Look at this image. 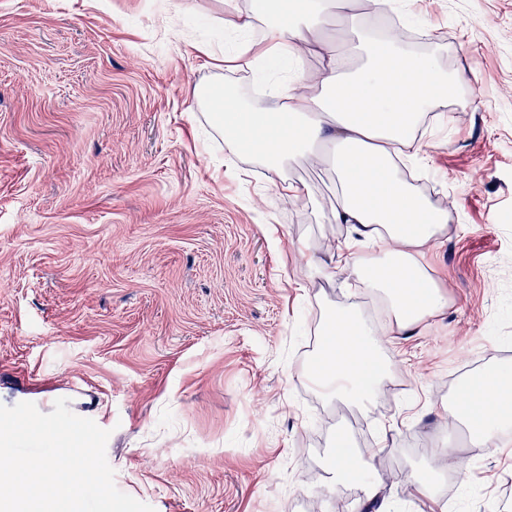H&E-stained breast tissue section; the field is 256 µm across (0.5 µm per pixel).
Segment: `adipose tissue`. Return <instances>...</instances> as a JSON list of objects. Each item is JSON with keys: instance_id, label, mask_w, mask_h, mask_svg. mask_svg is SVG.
Returning <instances> with one entry per match:
<instances>
[{"instance_id": "obj_1", "label": "adipose tissue", "mask_w": 512, "mask_h": 512, "mask_svg": "<svg viewBox=\"0 0 512 512\" xmlns=\"http://www.w3.org/2000/svg\"><path fill=\"white\" fill-rule=\"evenodd\" d=\"M265 43L244 41L238 54L256 51L273 63L317 46L323 63L315 73L283 81L273 109L228 98L221 104L225 142L260 161L281 195L297 199L304 190L286 170L308 162L330 166L342 191L333 221L348 225L350 237L338 255L351 275L383 296L397 329L410 334L445 307L447 298L424 256L446 221L432 201L401 179L394 154L413 147L425 116L448 106V88L461 75L448 73L430 56L412 55L398 41L366 42L365 57L346 70V53L327 40L334 21L358 28L345 15L346 0H273ZM319 349L306 372L329 399L354 405L372 401L386 370L372 328L352 312H336L318 332ZM494 395L474 388L448 407L471 435L497 442L512 427V368L486 377Z\"/></svg>"}]
</instances>
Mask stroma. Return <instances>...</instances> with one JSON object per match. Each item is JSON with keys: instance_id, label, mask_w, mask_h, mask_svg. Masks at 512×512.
Wrapping results in <instances>:
<instances>
[{"instance_id": "stroma-1", "label": "stroma", "mask_w": 512, "mask_h": 512, "mask_svg": "<svg viewBox=\"0 0 512 512\" xmlns=\"http://www.w3.org/2000/svg\"><path fill=\"white\" fill-rule=\"evenodd\" d=\"M253 6L0 0V404L48 413L79 386L116 487L155 512H366L355 481L323 482L341 440L387 512H512V444L448 415L457 372L512 365V0H405L467 77L415 156L447 215L426 260L448 304L411 336L348 270L311 267L348 234L331 172L295 166L308 191L281 196L206 105L217 87L275 104L286 68L221 65ZM350 308L401 381L364 406L304 377L318 315ZM451 442L458 474L434 456Z\"/></svg>"}]
</instances>
